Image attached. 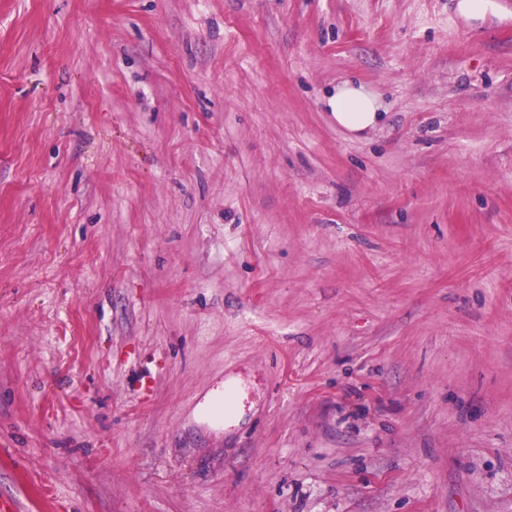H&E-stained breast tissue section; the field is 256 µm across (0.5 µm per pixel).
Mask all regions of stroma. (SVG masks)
Segmentation results:
<instances>
[{"label":"stroma","instance_id":"1","mask_svg":"<svg viewBox=\"0 0 512 512\" xmlns=\"http://www.w3.org/2000/svg\"><path fill=\"white\" fill-rule=\"evenodd\" d=\"M457 2L0 0V497L512 512V12ZM327 104L336 125L355 134L376 129L384 113L379 95L350 80L336 85Z\"/></svg>","mask_w":512,"mask_h":512}]
</instances>
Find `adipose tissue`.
Instances as JSON below:
<instances>
[{
	"label": "adipose tissue",
	"instance_id": "1",
	"mask_svg": "<svg viewBox=\"0 0 512 512\" xmlns=\"http://www.w3.org/2000/svg\"><path fill=\"white\" fill-rule=\"evenodd\" d=\"M327 104L337 126L351 133L374 130L382 120L379 95L350 80L337 85Z\"/></svg>",
	"mask_w": 512,
	"mask_h": 512
}]
</instances>
